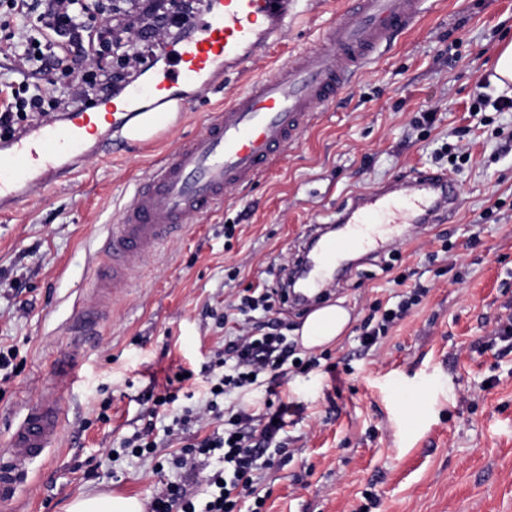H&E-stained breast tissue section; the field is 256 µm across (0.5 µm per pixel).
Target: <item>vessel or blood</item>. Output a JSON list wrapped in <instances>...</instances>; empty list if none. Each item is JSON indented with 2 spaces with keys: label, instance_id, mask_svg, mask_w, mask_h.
Instances as JSON below:
<instances>
[{
  "label": "vessel or blood",
  "instance_id": "obj_1",
  "mask_svg": "<svg viewBox=\"0 0 512 512\" xmlns=\"http://www.w3.org/2000/svg\"><path fill=\"white\" fill-rule=\"evenodd\" d=\"M347 2L314 48L251 80L171 160L140 179L106 239L111 262L97 270L69 322V345L49 366L53 387L27 407L0 448V512H13L32 465L56 447L66 411L59 389L77 377L79 341L106 320L111 297L132 285L142 260L190 218L221 206L228 188L251 182L297 145L320 120V107L349 89L394 34L415 28L434 7L433 0ZM297 11V0H203L197 23L167 43L163 67L145 81L125 83L94 107H77L0 140V210L63 180L87 155L127 143L136 116L154 129L169 123L172 112L183 108V87L204 96L225 76L243 73L282 40ZM149 99L159 111H145ZM455 197L446 175L425 170L354 196L336 218L341 231L318 235L300 262L306 273L303 303H319L331 272L348 253H377L412 225L439 221Z\"/></svg>",
  "mask_w": 512,
  "mask_h": 512
}]
</instances>
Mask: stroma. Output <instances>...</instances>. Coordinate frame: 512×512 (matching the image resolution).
<instances>
[{
	"label": "stroma",
	"instance_id": "35a3bbf8",
	"mask_svg": "<svg viewBox=\"0 0 512 512\" xmlns=\"http://www.w3.org/2000/svg\"><path fill=\"white\" fill-rule=\"evenodd\" d=\"M342 7L304 0L250 74L311 49ZM505 35L512 0H437L271 169L228 189L222 207L145 258L133 288L81 347L60 445L33 465L22 512H65L77 496L112 492L147 505L161 483L177 481L181 443L165 421L150 457H107L141 427L152 388L193 371L178 404L202 405L204 368L224 343L216 315L225 302L272 287L312 226L334 220L353 196L418 170L448 176L458 202L375 259L346 257L325 300L344 302L350 327L334 345L296 351L331 359L336 371L292 374L244 398L259 413L270 394L303 407L286 418L287 455L262 473L263 512H512V348L495 338L498 318L512 314V111L470 110L477 94H500L491 76ZM241 86L230 76L222 92L189 99L151 145L132 141L89 159L0 211V345L18 353L17 375L0 383V444L67 346V324L136 179L171 159ZM422 111L434 112L433 124L415 125ZM448 144L468 160L450 161ZM418 284L427 290L420 304L363 350L371 308L393 306ZM103 410L109 421H99Z\"/></svg>",
	"mask_w": 512,
	"mask_h": 512
}]
</instances>
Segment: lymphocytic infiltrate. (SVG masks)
<instances>
[{"instance_id": "f902f5d3", "label": "lymphocytic infiltrate", "mask_w": 512, "mask_h": 512, "mask_svg": "<svg viewBox=\"0 0 512 512\" xmlns=\"http://www.w3.org/2000/svg\"><path fill=\"white\" fill-rule=\"evenodd\" d=\"M105 12L104 0H0V54L16 61L19 74L18 79L0 81V134H13L29 118L84 103L83 80L66 63L70 57L111 47L106 30L95 25ZM58 73L67 78L63 99L37 81L38 76ZM424 293V288H415L396 307L384 310L375 326H363L362 346L375 345L420 303ZM318 364L315 358L293 357L287 336L273 324H245L225 337L223 349L211 363L214 374L204 410H184L173 421L181 434L209 418L222 421L224 429L180 448L173 463L181 477L155 492L150 512H237L239 501L246 497L263 506L259 473L271 467L269 449L284 430L292 407L282 403L255 415L223 407L222 402L254 386L257 378H282L289 369L304 372Z\"/></svg>"}]
</instances>
